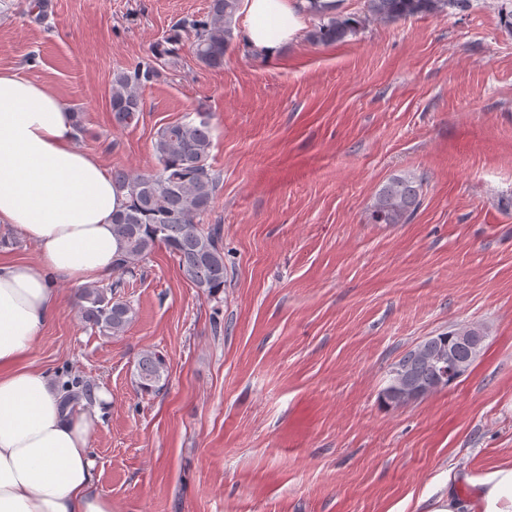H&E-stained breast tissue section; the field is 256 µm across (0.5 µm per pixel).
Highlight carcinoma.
<instances>
[{"mask_svg":"<svg viewBox=\"0 0 512 512\" xmlns=\"http://www.w3.org/2000/svg\"><path fill=\"white\" fill-rule=\"evenodd\" d=\"M470 0H364L357 17L345 13L340 0L323 3L308 0L305 12L314 24L307 39L329 46L344 41L359 29L374 23H395L411 17L440 18L449 10H463ZM241 0H208L206 15L184 19L178 26L194 32L192 45L197 60L206 68L224 67V55L234 40L236 16ZM155 69L148 65L132 72L113 73L110 107L113 120L123 127L139 123L143 112L141 90ZM212 124L208 115L197 112L161 127L153 144L156 168L147 173L112 172V181L127 192L129 204L112 218V234L123 244L116 268L127 270L145 260L155 248L164 247L177 260L183 277L204 295L224 287V245L221 226L200 227V218L211 211L220 175L208 164L212 146ZM423 178L411 175L388 180L377 193L369 213L372 224H407L422 205ZM83 321L105 335L124 333L135 320L136 311L115 297V286L90 283L79 290ZM435 352L449 353L470 369L476 350L450 330L431 336L406 351L391 367L382 391L384 401L397 406V378L401 377L422 398L451 384L443 368L432 362ZM165 360L153 351L143 352L135 381L140 391L161 388ZM91 399V387L81 380L64 385L63 405L72 407Z\"/></svg>","mask_w":512,"mask_h":512,"instance_id":"carcinoma-1","label":"carcinoma"}]
</instances>
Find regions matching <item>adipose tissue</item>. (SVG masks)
Masks as SVG:
<instances>
[{
	"mask_svg": "<svg viewBox=\"0 0 512 512\" xmlns=\"http://www.w3.org/2000/svg\"><path fill=\"white\" fill-rule=\"evenodd\" d=\"M244 38L278 56L302 28L298 0H245ZM75 117L56 95L0 70V224L34 242L32 261H0V512H112L94 491L88 441L104 393L87 409L63 407L50 374L30 358L60 305L53 282L74 286L112 274L121 244L112 215L128 198L107 169L75 142ZM423 512H512V462L468 478Z\"/></svg>",
	"mask_w": 512,
	"mask_h": 512,
	"instance_id": "1",
	"label": "adipose tissue"
}]
</instances>
